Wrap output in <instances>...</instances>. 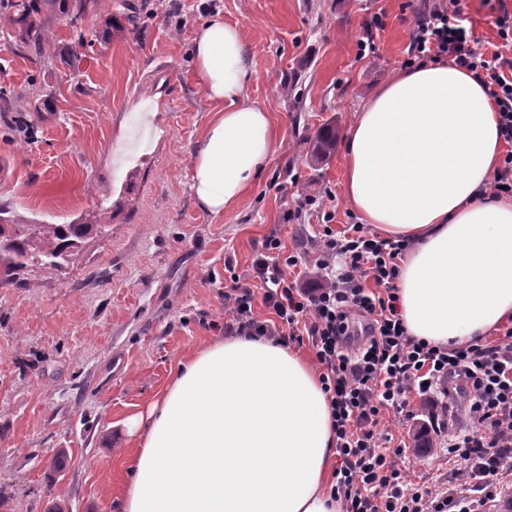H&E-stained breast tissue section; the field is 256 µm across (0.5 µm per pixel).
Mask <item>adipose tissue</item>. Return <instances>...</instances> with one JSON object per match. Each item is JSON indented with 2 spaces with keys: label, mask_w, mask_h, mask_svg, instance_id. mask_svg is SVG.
<instances>
[{
  "label": "adipose tissue",
  "mask_w": 512,
  "mask_h": 512,
  "mask_svg": "<svg viewBox=\"0 0 512 512\" xmlns=\"http://www.w3.org/2000/svg\"><path fill=\"white\" fill-rule=\"evenodd\" d=\"M192 54L215 113L193 153L191 189L219 216L252 187L276 132L247 93L236 25L211 15ZM502 147L480 81L444 62L397 71L344 134L348 203L384 237L411 244L398 280L410 336L458 347L512 321V198L485 195ZM122 426L135 447L121 512H341L327 489L330 401L295 349L216 340Z\"/></svg>",
  "instance_id": "ef3b65f1"
}]
</instances>
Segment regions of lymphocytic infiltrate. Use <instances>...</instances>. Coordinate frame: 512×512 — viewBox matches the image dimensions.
<instances>
[{"label":"lymphocytic infiltrate","mask_w":512,"mask_h":512,"mask_svg":"<svg viewBox=\"0 0 512 512\" xmlns=\"http://www.w3.org/2000/svg\"><path fill=\"white\" fill-rule=\"evenodd\" d=\"M497 30L481 45L459 0H434L417 11L411 61L448 59L476 77L497 107L507 151L488 187L491 197L512 198V13L485 0ZM312 271L292 277L296 255H283L268 237L251 265L249 282L231 275L224 289V332L259 336L281 346L310 345L330 400L340 459L330 494L342 512H470L456 492L407 485L402 447H388L386 413L408 410L409 393L433 396L448 381L470 390L472 430L450 441L448 454L469 461L467 490L493 500L503 475L512 474V326L500 338L463 347H440L410 336L399 310L397 280L410 247L349 225L336 234L333 212L321 211ZM271 316L259 319L256 304ZM366 341L349 352V336Z\"/></svg>","instance_id":"obj_1"}]
</instances>
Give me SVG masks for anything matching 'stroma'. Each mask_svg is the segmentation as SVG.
Here are the masks:
<instances>
[{
	"mask_svg": "<svg viewBox=\"0 0 512 512\" xmlns=\"http://www.w3.org/2000/svg\"><path fill=\"white\" fill-rule=\"evenodd\" d=\"M419 0H112L77 24L55 16L50 54L32 59L0 18V98L26 105V128L0 112V217L25 224H103L60 268L31 264L0 282V512H118L132 448L120 422L168 383L180 359L224 335L229 272L248 276L265 238L311 263L315 195L343 231L341 150L312 153L319 130L345 133L408 58ZM237 25L248 93L269 112L276 151L237 209L204 212L190 189L195 146L213 112L191 47L213 13ZM382 28H369L373 17ZM373 39L363 56L358 43ZM157 100L153 142L121 180L112 152L129 140L134 101ZM232 270H225V261ZM410 396L415 417L392 428L408 484L453 487L466 470L447 444L470 430L462 381ZM439 409L436 450L414 435ZM66 452V467L51 462Z\"/></svg>",
	"mask_w": 512,
	"mask_h": 512,
	"instance_id": "1",
	"label": "stroma"
}]
</instances>
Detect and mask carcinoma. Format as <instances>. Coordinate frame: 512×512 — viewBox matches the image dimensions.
Returning <instances> with one entry per match:
<instances>
[{
  "instance_id": "carcinoma-1",
  "label": "carcinoma",
  "mask_w": 512,
  "mask_h": 512,
  "mask_svg": "<svg viewBox=\"0 0 512 512\" xmlns=\"http://www.w3.org/2000/svg\"><path fill=\"white\" fill-rule=\"evenodd\" d=\"M73 0H0V16L7 18L16 32L20 47L35 50L52 49V37L42 16L58 14L75 23L81 16L71 14ZM336 142V130L324 126L316 137V152L324 155ZM105 231L103 224H0V278L16 279L31 263L58 266L67 262L78 247V241L90 231Z\"/></svg>"
}]
</instances>
